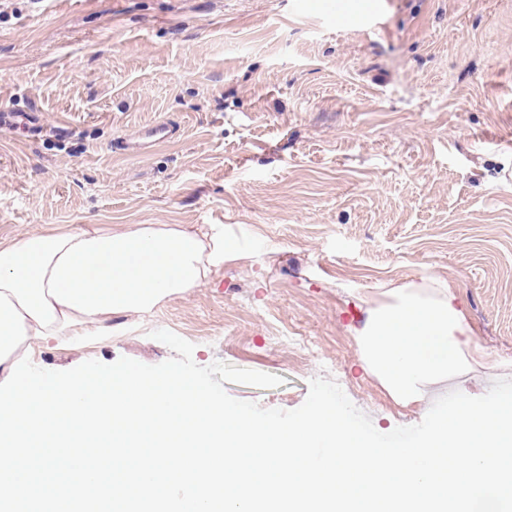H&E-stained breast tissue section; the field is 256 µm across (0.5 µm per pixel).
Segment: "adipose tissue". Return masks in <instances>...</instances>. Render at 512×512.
I'll return each instance as SVG.
<instances>
[{
    "instance_id": "adipose-tissue-1",
    "label": "adipose tissue",
    "mask_w": 512,
    "mask_h": 512,
    "mask_svg": "<svg viewBox=\"0 0 512 512\" xmlns=\"http://www.w3.org/2000/svg\"><path fill=\"white\" fill-rule=\"evenodd\" d=\"M242 255L220 224H89L0 243V377L29 344L126 335L119 315L149 316ZM366 312L362 358L402 404L425 403L489 363L440 282L390 289Z\"/></svg>"
}]
</instances>
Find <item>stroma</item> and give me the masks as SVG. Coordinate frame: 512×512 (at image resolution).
<instances>
[{"mask_svg":"<svg viewBox=\"0 0 512 512\" xmlns=\"http://www.w3.org/2000/svg\"><path fill=\"white\" fill-rule=\"evenodd\" d=\"M180 135L119 150L147 125ZM512 0H0V240L79 224H220L246 252L130 332L35 343L46 370L193 360L335 380L383 433L421 422L366 371L364 299L436 278L512 379ZM313 337L295 363L273 337Z\"/></svg>","mask_w":512,"mask_h":512,"instance_id":"1","label":"stroma"}]
</instances>
